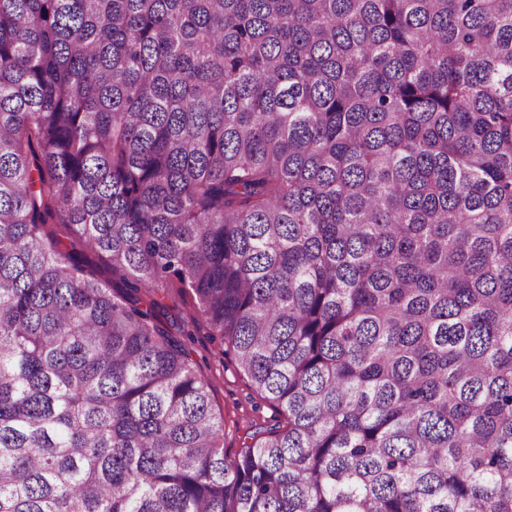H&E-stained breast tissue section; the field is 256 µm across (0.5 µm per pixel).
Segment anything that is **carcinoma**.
<instances>
[{"label":"carcinoma","mask_w":512,"mask_h":512,"mask_svg":"<svg viewBox=\"0 0 512 512\" xmlns=\"http://www.w3.org/2000/svg\"><path fill=\"white\" fill-rule=\"evenodd\" d=\"M0 512H512V0H0ZM184 343L197 371L212 379L214 410L224 416V448H239L245 433L251 430V422L263 426L276 423L278 414L270 403L251 389L229 359L220 363L215 346L206 336L184 337Z\"/></svg>","instance_id":"1"}]
</instances>
